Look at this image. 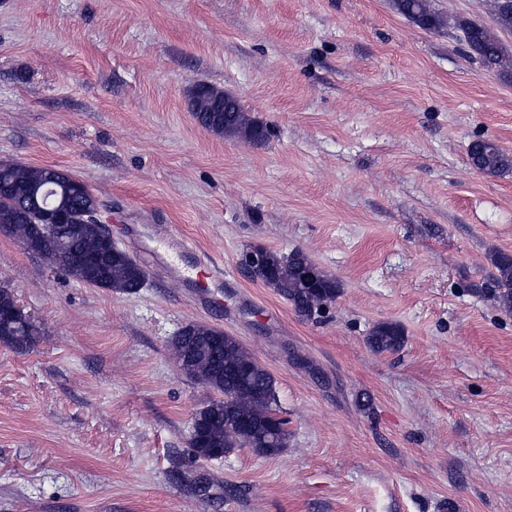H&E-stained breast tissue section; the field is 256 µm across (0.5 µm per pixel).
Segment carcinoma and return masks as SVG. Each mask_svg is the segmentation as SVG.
Returning a JSON list of instances; mask_svg holds the SVG:
<instances>
[{"instance_id":"cac0c4a2","label":"carcinoma","mask_w":512,"mask_h":512,"mask_svg":"<svg viewBox=\"0 0 512 512\" xmlns=\"http://www.w3.org/2000/svg\"><path fill=\"white\" fill-rule=\"evenodd\" d=\"M392 8L407 21L429 31H438L448 20L432 0H392ZM470 53L490 71L512 73V60L491 31L479 24H458ZM190 111L197 123L211 133L239 139L256 146L264 145L271 129L244 112L240 103L223 112V91L204 83L196 85L189 97ZM472 166L491 176L512 172V154L489 140H477L469 148ZM54 188L53 202L67 215V231L47 229L38 216L37 204L48 188ZM99 206L96 196L83 181L70 173L49 167L28 166L8 160L0 161V227L8 226L7 235L25 243L38 238L34 254L42 257L77 281L122 294H135L146 278L145 269L126 254L112 259V244L103 242L98 258L90 257L95 245L92 226L86 214ZM267 268L253 274V279L274 289L302 318L313 309L332 302L338 291L335 279L326 276L306 286L300 273L315 262L297 249L287 254L266 250ZM493 270L488 280L475 286V293L488 296L505 311H512V254L498 251L490 257ZM14 289L0 286V344L17 353L33 349L39 342L41 328L31 313L16 306ZM403 330L383 322L367 336L368 345L377 352H397L404 345ZM170 349L180 373L187 379L204 382V387L219 394L199 410L197 428L190 435L191 461L203 460L215 452L230 454L240 449L242 434L230 427L235 420L258 423L277 407L276 380L261 364L244 368L250 355L237 339L207 325L190 322L171 341ZM288 443L287 421L276 422L273 443L264 455L279 454ZM173 484L186 486L197 499L213 507L221 506L226 495L241 490L216 491L215 482L205 473H194L183 461L173 463L169 471Z\"/></svg>"}]
</instances>
